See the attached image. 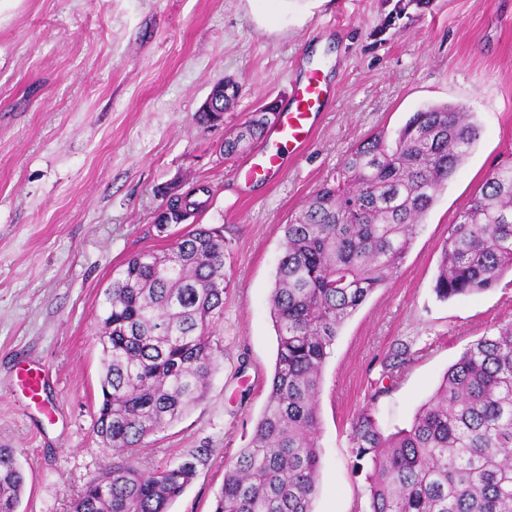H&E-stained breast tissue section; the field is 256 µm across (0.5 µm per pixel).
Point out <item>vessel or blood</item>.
Masks as SVG:
<instances>
[{
    "mask_svg": "<svg viewBox=\"0 0 512 512\" xmlns=\"http://www.w3.org/2000/svg\"><path fill=\"white\" fill-rule=\"evenodd\" d=\"M335 96L320 66H311L294 83L287 103L278 104L272 127L276 149L268 153L254 176L269 179L281 172L286 155L298 153L309 141L318 115L326 110Z\"/></svg>",
    "mask_w": 512,
    "mask_h": 512,
    "instance_id": "obj_1",
    "label": "vessel or blood"
}]
</instances>
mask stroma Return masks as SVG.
<instances>
[{
    "instance_id": "obj_1",
    "label": "stroma",
    "mask_w": 512,
    "mask_h": 512,
    "mask_svg": "<svg viewBox=\"0 0 512 512\" xmlns=\"http://www.w3.org/2000/svg\"><path fill=\"white\" fill-rule=\"evenodd\" d=\"M291 0L288 27L260 28L247 0H0V447L26 476L19 512H69L111 462L96 434L101 394L97 317L131 255L167 249L161 188H210L201 224L224 227V357L204 399L149 436L141 468L196 449L207 465L169 512H212L224 468L249 442L274 370L269 297L283 227L346 153L395 131L430 103L472 112L471 154L423 220L399 270L344 323L322 373L314 512H370L352 423L371 410L388 433L409 427L448 367L512 321V280L448 301L434 292L448 226L485 179L512 161V0ZM325 43L336 87L305 151L275 180L248 167L272 140L225 159V137L250 112L288 97L295 65ZM240 86L221 125L195 114L217 81ZM408 348L393 381L383 361ZM45 373L38 399L19 375ZM387 387L371 401L374 387Z\"/></svg>"
}]
</instances>
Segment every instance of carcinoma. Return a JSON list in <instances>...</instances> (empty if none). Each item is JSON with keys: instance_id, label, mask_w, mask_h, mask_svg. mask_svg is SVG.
I'll return each mask as SVG.
<instances>
[{"instance_id": "1", "label": "carcinoma", "mask_w": 512, "mask_h": 512, "mask_svg": "<svg viewBox=\"0 0 512 512\" xmlns=\"http://www.w3.org/2000/svg\"><path fill=\"white\" fill-rule=\"evenodd\" d=\"M252 113L224 139V158L261 144L272 121ZM473 113L428 104L395 134L380 130L345 156L284 225L270 294L278 350L267 403L247 447L224 470L213 512H313L320 466L319 393L339 329L397 273L437 194L478 140ZM206 199L197 198L198 193ZM199 186L165 201L156 226L203 212ZM512 274V164L495 169L449 225L434 291L441 300L493 288ZM223 228L194 224L165 251H141L113 275L99 317L102 401L97 436L112 463L70 512H169L208 450L142 470L137 448L204 398L222 350ZM411 361L397 351L384 371ZM352 452L367 469L370 512H512V323L471 344L411 426L385 433L356 418ZM25 474L0 448V512H19Z\"/></svg>"}]
</instances>
